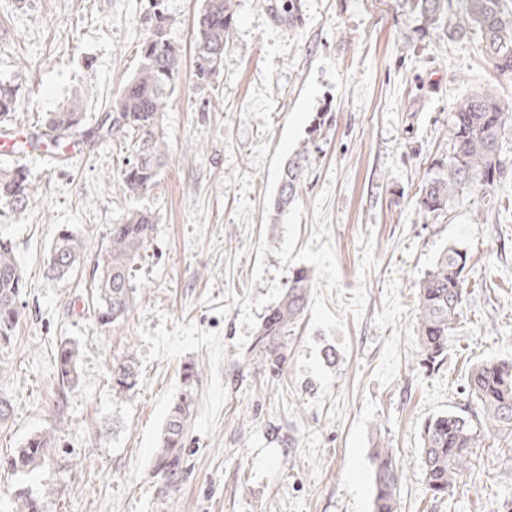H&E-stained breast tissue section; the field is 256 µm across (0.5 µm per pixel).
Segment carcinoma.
Wrapping results in <instances>:
<instances>
[{"label": "carcinoma", "mask_w": 512, "mask_h": 512, "mask_svg": "<svg viewBox=\"0 0 512 512\" xmlns=\"http://www.w3.org/2000/svg\"><path fill=\"white\" fill-rule=\"evenodd\" d=\"M459 32L479 33L484 53L495 70L512 76V9L507 0H462ZM447 0H415L424 23L439 25ZM152 26L141 43L140 64L128 79L112 106L96 121L98 136L114 133L131 137V150L121 170L123 185L131 197L148 191L160 179L166 163L163 128L171 96L180 79V50L167 38L168 19L151 0ZM234 26L232 0H205L195 19V72L208 82L224 67V50L230 45ZM17 90L0 84V123L14 111ZM85 113L77 101L56 112H46L29 144L49 142L60 145L78 135L85 137ZM512 128V111L489 91L473 92L458 100L448 112L446 137L450 148L445 156L432 160L416 193V208L423 214H446L463 204L471 189L496 188L505 180L508 165L502 154V137ZM312 147H305L285 162L277 195L270 201L269 223L279 224L293 203L310 164ZM28 171L17 167L0 177V209L16 211L31 197ZM152 216L130 210L112 225L106 255L99 265L93 314L109 331L119 329L134 304L132 272L151 242ZM14 243L0 237V339L10 338L19 321L17 302L24 288L15 260ZM85 252L81 238L61 228L53 238L48 271L66 277L79 265ZM468 262L465 249L450 246L434 269L422 281L417 296L416 338L419 353L427 363L441 361L451 341L453 325L461 315L470 292L463 272ZM313 288L306 268L291 272L280 299L265 312L252 345L256 361L268 372H280L287 362L288 336L301 318ZM79 352L64 341L57 346L56 373L62 384L79 382ZM112 391L122 394L135 389L139 375L132 354L112 361L109 369ZM471 400L481 416L467 411H448L427 419L423 426L422 470L432 498H444L457 479L473 464L475 449L482 446L490 430L512 429V358L490 359L474 365L467 377ZM193 400L186 390L171 408L154 456L152 472L160 478L157 497L165 499L179 487L187 474L188 422ZM53 439L48 432L30 436L10 455L0 456V471L26 476L43 464ZM374 512H398L399 468L392 449L377 448L373 454ZM53 495L20 493V512H44L45 499Z\"/></svg>", "instance_id": "cac0c4a2"}]
</instances>
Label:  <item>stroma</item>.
<instances>
[{
    "label": "stroma",
    "instance_id": "obj_1",
    "mask_svg": "<svg viewBox=\"0 0 512 512\" xmlns=\"http://www.w3.org/2000/svg\"><path fill=\"white\" fill-rule=\"evenodd\" d=\"M233 0V41L215 81L198 84L194 20L202 0H163L182 55L164 116L168 159L138 199L124 190L123 137L76 139L58 167L26 136L42 113L79 100L87 126L135 72L147 0H0V83L17 87L9 120L32 179L24 211L0 213L26 288L19 325L0 341V455L37 432L54 445L26 482L0 475V512L20 487L53 488L45 512H372L376 445L400 466L399 512H512V431L487 433L462 481L433 499L422 476V426L470 410V367L512 357V212L501 191L474 190L444 216L415 194L447 153L448 113L489 90L512 107L456 14L423 29L412 0ZM328 118L311 134L319 112ZM315 138L299 194L282 223L267 221L288 156ZM156 225L135 274V305L118 333L89 311L108 233L131 208ZM68 226L87 245L64 280L47 269ZM466 249L473 296L444 359L424 364L416 341L419 286L449 246ZM312 271L303 320L280 375L254 370L250 347L264 310L293 268ZM76 343L80 382H59L54 355ZM132 353L140 382L112 392L113 359ZM193 391L187 477L158 500L151 465L181 368Z\"/></svg>",
    "mask_w": 512,
    "mask_h": 512
}]
</instances>
